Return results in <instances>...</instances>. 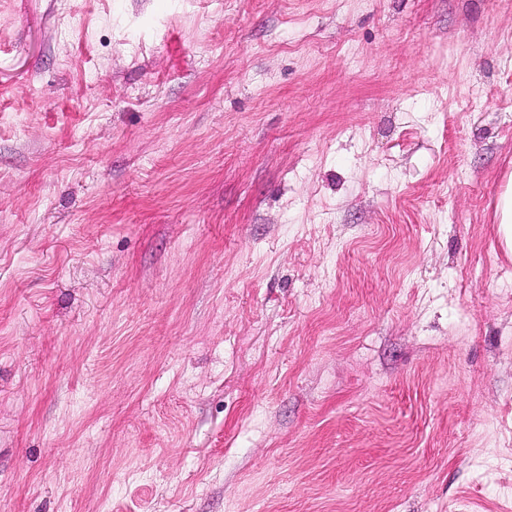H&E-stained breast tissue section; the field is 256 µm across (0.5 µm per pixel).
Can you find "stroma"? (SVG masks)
<instances>
[{
	"instance_id": "1",
	"label": "stroma",
	"mask_w": 512,
	"mask_h": 512,
	"mask_svg": "<svg viewBox=\"0 0 512 512\" xmlns=\"http://www.w3.org/2000/svg\"><path fill=\"white\" fill-rule=\"evenodd\" d=\"M512 0H0V512H512ZM499 233L505 246L512 252V175L510 184L501 194L497 205Z\"/></svg>"
}]
</instances>
